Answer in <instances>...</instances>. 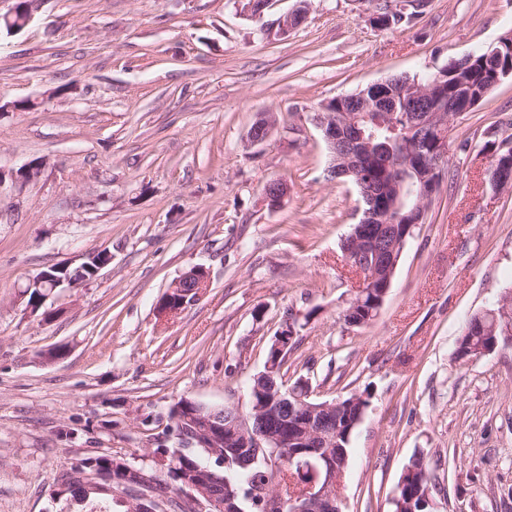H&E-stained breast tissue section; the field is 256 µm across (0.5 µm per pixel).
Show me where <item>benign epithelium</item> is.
I'll use <instances>...</instances> for the list:
<instances>
[{
    "label": "benign epithelium",
    "mask_w": 512,
    "mask_h": 512,
    "mask_svg": "<svg viewBox=\"0 0 512 512\" xmlns=\"http://www.w3.org/2000/svg\"><path fill=\"white\" fill-rule=\"evenodd\" d=\"M447 78L448 75L439 69L424 83L406 79L395 90L396 98L411 103L412 111L418 113L415 120L418 127L428 128L435 135L429 153L421 161L415 164L405 161V168L414 167L420 171L417 199L410 212L412 220L398 224L397 206L388 203L382 183L369 178L358 182L366 207L361 209V219L344 240L343 257L345 264L359 276L360 287L377 288L383 297L391 285L396 254L402 252L408 233L421 223L420 216L424 215L436 191L438 177L448 165L450 123L473 108L471 96L446 94ZM343 100L350 107L342 106L336 110L324 104L311 116V121L321 130L331 156L329 173L351 174L370 168L392 172L396 165L376 147V135L367 137L359 130L354 113L381 112L379 127H389L394 133L391 113L396 111L395 105L384 95L370 100L365 94L356 92L343 96ZM40 172L41 164L30 162L16 170L12 178L23 185L35 180ZM489 177L496 188L512 187V172L504 169V162L497 155L489 169ZM287 193L288 185L283 180L270 182L264 189L265 200L271 207L279 206ZM64 271V266L51 267L31 280L27 290H37L38 305H44L63 283L59 273ZM208 283L209 273L202 267L185 272L161 298L158 314L171 317L180 313L188 298L198 297ZM288 404V394L278 391L267 402L252 406L247 414L234 407L226 416L222 408L207 409L195 403L194 411L188 417L171 418L179 424L181 439L189 442L192 448L204 449L188 468L179 465V448L161 459L162 464L168 465V474L177 477L175 490L186 512H241L229 480L219 485L215 482L214 471L232 464L242 469L248 467V448L270 450V456L266 457L271 468L267 491L273 498L278 492L280 461L286 459L288 464L312 476L302 497L288 502L289 512H340L336 503L340 501L341 464L325 451V447L335 441L333 430H326L320 424L322 415L333 411L338 401L313 405L299 399L298 413L292 412L287 417L267 415L272 406L283 408ZM124 469L127 486L132 492L123 493L119 502L128 507V512H156L159 502L152 492L159 475L128 464Z\"/></svg>",
    "instance_id": "benign-epithelium-1"
}]
</instances>
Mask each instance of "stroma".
<instances>
[{
    "mask_svg": "<svg viewBox=\"0 0 512 512\" xmlns=\"http://www.w3.org/2000/svg\"><path fill=\"white\" fill-rule=\"evenodd\" d=\"M41 0L0 31V512H77L56 499L78 459L111 452L161 471L155 441L187 398L250 407L288 319L302 328L285 381L369 405L351 438L342 512H392L414 454L431 512H512V344L457 359L467 320L512 291V191L484 172L512 138V77L448 132V169L368 326L345 324L359 281L343 240L359 222L348 179L311 117L392 76L424 78L512 34V0H429L375 27L367 0ZM277 123L258 146L252 125ZM288 184L279 207L265 186ZM111 262L31 313L24 291L52 266ZM210 284L175 318L157 305L190 268ZM62 350L63 358L47 354Z\"/></svg>",
    "mask_w": 512,
    "mask_h": 512,
    "instance_id": "35a3bbf8",
    "label": "stroma"
}]
</instances>
